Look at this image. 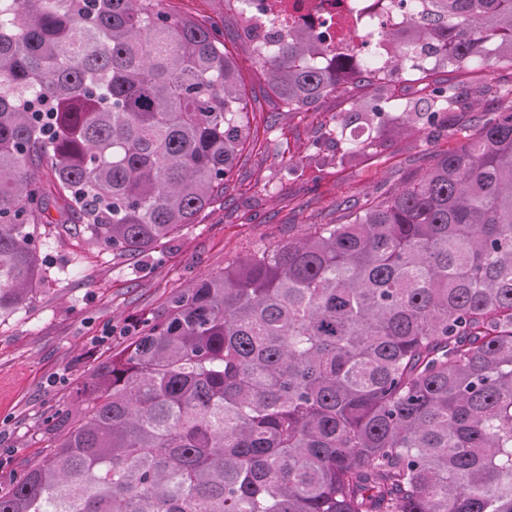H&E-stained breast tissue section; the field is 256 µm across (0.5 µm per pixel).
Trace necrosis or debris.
<instances>
[{"mask_svg": "<svg viewBox=\"0 0 512 512\" xmlns=\"http://www.w3.org/2000/svg\"><path fill=\"white\" fill-rule=\"evenodd\" d=\"M422 0H249L245 23L257 41V50L267 53L280 34L306 29L335 49L344 59L353 35L368 34L365 53L384 63L396 51L386 32L403 28Z\"/></svg>", "mask_w": 512, "mask_h": 512, "instance_id": "1", "label": "necrosis or debris"}]
</instances>
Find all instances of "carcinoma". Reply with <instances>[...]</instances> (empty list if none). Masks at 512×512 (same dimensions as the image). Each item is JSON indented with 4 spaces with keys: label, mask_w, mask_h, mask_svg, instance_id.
<instances>
[{
    "label": "carcinoma",
    "mask_w": 512,
    "mask_h": 512,
    "mask_svg": "<svg viewBox=\"0 0 512 512\" xmlns=\"http://www.w3.org/2000/svg\"><path fill=\"white\" fill-rule=\"evenodd\" d=\"M429 2L390 68L355 75L512 68V0ZM278 42L258 63L287 111L337 90L312 33ZM455 99L434 90L426 121ZM247 112L217 25L166 0H0V316L45 281L41 246L72 215L114 257L196 223ZM409 120L380 98L336 138L356 154L349 124ZM124 336L0 512H512V113Z\"/></svg>",
    "instance_id": "obj_1"
}]
</instances>
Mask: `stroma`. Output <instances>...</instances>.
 <instances>
[{"label": "stroma", "instance_id": "stroma-1", "mask_svg": "<svg viewBox=\"0 0 512 512\" xmlns=\"http://www.w3.org/2000/svg\"><path fill=\"white\" fill-rule=\"evenodd\" d=\"M183 15L213 19L242 72L250 143L212 210L155 251L115 259L91 246L67 224L48 239V280L15 313L0 318V491H8L23 459L41 456L57 440L58 411L111 351L120 349L130 320L160 313L188 281L223 271L226 264L275 241L338 224L344 210L380 199L416 180L437 156L458 147L484 112H512V68L483 67L468 74L440 69L426 81L367 88L358 78L308 111L284 115L282 102L258 72L243 17L224 0H172ZM467 89L478 107L462 103L447 121L400 136L362 137L373 143L342 157L327 131L353 102L377 93L407 105L431 89Z\"/></svg>", "mask_w": 512, "mask_h": 512}]
</instances>
